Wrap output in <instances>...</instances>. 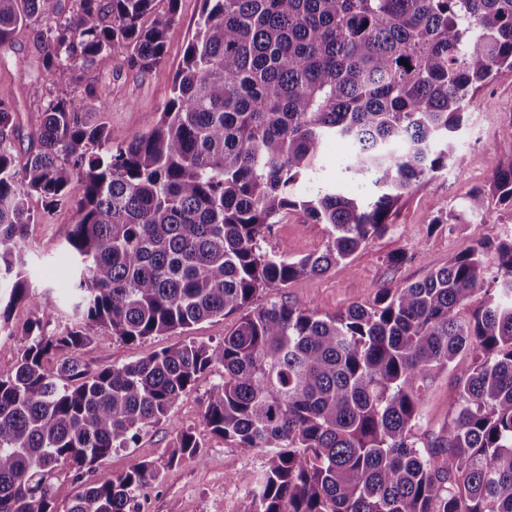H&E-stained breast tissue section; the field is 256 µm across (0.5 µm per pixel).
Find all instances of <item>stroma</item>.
Segmentation results:
<instances>
[{"instance_id": "obj_1", "label": "stroma", "mask_w": 512, "mask_h": 512, "mask_svg": "<svg viewBox=\"0 0 512 512\" xmlns=\"http://www.w3.org/2000/svg\"><path fill=\"white\" fill-rule=\"evenodd\" d=\"M201 7V0H180L176 20L167 30V55L160 66L146 72L119 65L82 70L84 83L94 88L103 107L99 118L113 142L145 131L163 111ZM40 32L37 24L20 29L11 43L0 48V100L19 101L22 111L33 118L42 112L46 92L56 78L43 68ZM458 137L460 143L470 145V152L447 172L412 187L385 233L324 274L298 278L285 288L260 291L251 302L252 308L283 301L332 316L354 304L371 305L379 288L425 280L476 238L495 244L512 238V206L506 204L493 206L480 224H431L434 217L462 206L473 189L488 187L493 173L512 162V75L497 78L481 90L464 115ZM323 154L326 179L350 195L368 193V185L346 170L349 148L345 143H327ZM29 207L36 219L24 242L28 282L33 292L51 291L56 313L48 329L56 332L70 322L63 301L72 275L65 239L78 219L77 210L69 202L46 209L36 196L30 198ZM325 242L324 225L311 223L301 212L292 211L276 225L264 246L270 249L287 244L290 253L299 258L322 250ZM396 253L404 254L405 259L394 265L390 257ZM178 342V336L162 334L126 343L100 330L80 358L89 369L97 370L136 361ZM469 364V358L463 356L452 370L436 373L423 408L424 438L447 434L455 378ZM222 372L219 366L208 369L178 399L168 418L148 427L130 447L114 451L100 463L99 474L115 477L143 460L164 462L177 431L194 428L204 446V462L185 459L165 469L160 486L141 490L142 512H248L247 491L259 474L261 459L246 455L234 441L212 434L203 422L206 393Z\"/></svg>"}]
</instances>
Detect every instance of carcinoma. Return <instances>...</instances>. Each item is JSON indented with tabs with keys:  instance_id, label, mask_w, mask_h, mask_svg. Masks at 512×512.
<instances>
[{
	"instance_id": "obj_1",
	"label": "carcinoma",
	"mask_w": 512,
	"mask_h": 512,
	"mask_svg": "<svg viewBox=\"0 0 512 512\" xmlns=\"http://www.w3.org/2000/svg\"><path fill=\"white\" fill-rule=\"evenodd\" d=\"M61 2L0 0V46L45 21V67L58 73L36 124L0 100V331L17 303L33 313L0 376V512H56L64 470L68 512H140L162 466L99 478L98 464L216 365L204 423L262 459L248 512H512V240H478L420 283L379 289L369 307L247 311L259 290L349 259L412 186L460 160L464 111L512 74V0H202L159 119L117 144L92 86L88 107L74 106L72 73L159 65L179 0H74L68 15ZM331 140L349 143L346 169L369 179L370 198L316 181ZM34 194L78 213L72 319L53 333L50 293H32L26 275ZM492 197L512 204V165L464 211L487 213ZM290 211L325 225L320 252L263 249ZM490 271L499 288L461 319ZM231 314L219 347L190 341L93 372L79 359L94 329L134 342ZM62 349L70 356L50 365ZM459 356L471 364L452 425L423 449L430 374ZM202 448L181 429L165 467Z\"/></svg>"
}]
</instances>
